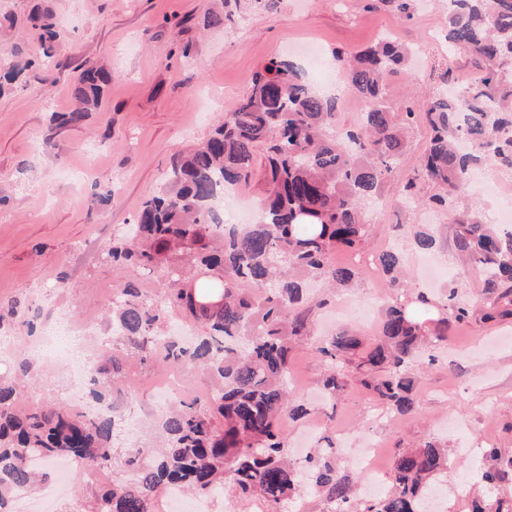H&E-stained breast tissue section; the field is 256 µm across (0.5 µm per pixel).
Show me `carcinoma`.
I'll return each mask as SVG.
<instances>
[{"instance_id":"obj_1","label":"carcinoma","mask_w":512,"mask_h":512,"mask_svg":"<svg viewBox=\"0 0 512 512\" xmlns=\"http://www.w3.org/2000/svg\"><path fill=\"white\" fill-rule=\"evenodd\" d=\"M451 2L442 38L451 50L468 52L476 70L464 101L443 94L426 100L418 112L390 111L383 81L405 66L409 50L383 37L355 54L333 53L336 68L366 104L357 124L343 125L335 96L314 90L292 63L271 60L252 73L235 111L201 143L173 156L163 188L112 241L106 261L165 288L152 293L130 281L120 289L112 301V354L87 380L91 397L108 408L113 396L128 393L129 357L142 364L189 362L209 375L213 392L206 403L172 401L159 446L145 449L133 442L125 450L121 466L134 480L112 479L90 512H156L173 487L195 495L230 488L243 499L284 504L305 482L325 501L354 512H425L427 499L443 491L429 479L447 468L448 455L430 440L395 455L387 496L359 503L356 481L334 464L336 437L322 433L297 467L281 424L309 414L288 385L290 354L310 336L312 308L327 304L310 297L309 285L352 280V269L334 263V255L369 243L372 230L363 207L399 171L405 132L417 123L428 128L429 140L418 175L406 178L405 193H414L419 179L439 189L429 201L454 213V248L462 266L479 272L484 319L512 316V228L488 223L478 210L456 213L472 169L491 163L512 172V77L505 75L512 68V0ZM28 21L43 53L30 57L22 46H12L13 62L0 68V93L17 88L26 71L52 58L60 37L56 17L34 10ZM111 81L104 69L84 68L74 89L77 105L57 115L58 125L82 124ZM462 138L471 148L460 147ZM259 174L269 186L264 218L229 233L211 223L216 191ZM414 242L418 250L430 251L436 236L425 227ZM378 266L396 295L378 338L368 345L358 330L347 328L321 340L316 350L330 365L326 396H335L352 372L379 404L406 414L415 390L408 360L425 343L443 346L447 335L426 327L397 298L406 278L402 250L381 252ZM440 303L458 323L470 317L471 305L456 287ZM171 315L198 329L193 342L162 335ZM40 316V308L10 301L0 306V331L13 322L31 331ZM32 370V360L23 355L15 379L0 377V499L36 482L39 472L27 467L29 456L47 465L65 457L88 469L109 467L113 460L121 419L96 418L64 404L20 406L17 382ZM482 458L486 493L473 501L471 512H512L502 494L512 480V456L491 447L482 450Z\"/></svg>"}]
</instances>
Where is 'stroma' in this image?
<instances>
[{
    "label": "stroma",
    "instance_id": "1",
    "mask_svg": "<svg viewBox=\"0 0 512 512\" xmlns=\"http://www.w3.org/2000/svg\"><path fill=\"white\" fill-rule=\"evenodd\" d=\"M35 8L52 10L62 35L48 67L27 71L17 89L0 96V301L42 306L45 330L61 340L68 338L72 319L105 325L110 292L130 278L126 267L104 259L114 233L133 223L142 202L161 189L172 154L206 138L216 121L235 110L252 72L270 59L288 57L290 43L314 41L328 54L357 51L384 34L410 49L429 45L422 63L386 81L383 101L394 112L414 93L445 91L443 73L463 84L475 74L469 53L446 51L439 39L448 0H415L408 18L380 0H278L271 10L259 0H0V16L15 20L0 26V65L9 62L16 43L41 53L25 23ZM216 14L231 15V23L213 24ZM87 61L112 74L100 108L81 125L52 127L51 114L73 106L72 90ZM402 185L401 179L384 181L382 207L367 209L370 247L336 256L356 277L352 288L337 291L334 305L314 309V339L293 349L288 378L309 414L288 420L285 431L293 435L311 425L348 431L350 441L336 464L350 471L366 426L385 444L378 463L386 470L397 447L439 439L448 447L449 467L438 482L452 489L462 480H477L476 438L512 451V318L483 320L478 276L463 286L472 297L470 318L449 324L447 344L435 357L423 354L410 365L416 381L412 412L372 422L377 402L355 383L336 400L318 396L327 364L314 340L328 333L324 320L338 303L346 305L337 323L343 329L360 321L361 304L378 311L389 301L383 282L374 277L375 256L388 240L406 244L408 224L438 225L435 255L443 269L458 266L450 217L421 205L401 206ZM106 191L111 202H96ZM38 341L21 326L0 334V346L38 364L21 405H77L67 370L50 364ZM128 371L134 386L130 401L142 422L121 429L116 442L132 439L147 446L153 427L145 415L166 368L133 362Z\"/></svg>",
    "mask_w": 512,
    "mask_h": 512
}]
</instances>
